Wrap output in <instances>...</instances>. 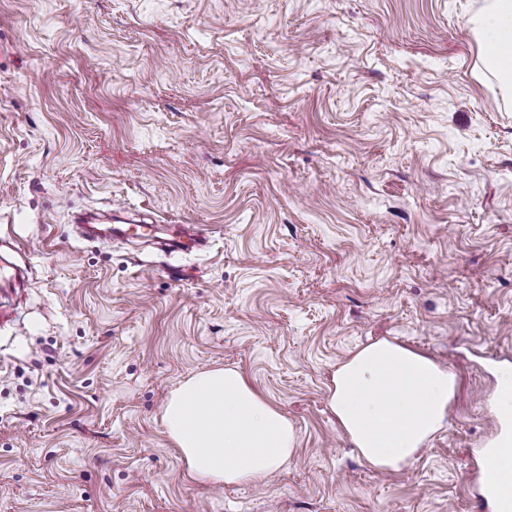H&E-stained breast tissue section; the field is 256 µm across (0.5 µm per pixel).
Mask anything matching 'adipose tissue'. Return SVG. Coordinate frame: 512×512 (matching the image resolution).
I'll list each match as a JSON object with an SVG mask.
<instances>
[{"label":"adipose tissue","mask_w":512,"mask_h":512,"mask_svg":"<svg viewBox=\"0 0 512 512\" xmlns=\"http://www.w3.org/2000/svg\"><path fill=\"white\" fill-rule=\"evenodd\" d=\"M465 27L479 46V76L512 101V0H478ZM457 381L433 359L380 339L336 368L328 406L339 430L372 469L402 472L448 424ZM191 478L211 485L262 481L296 452L287 415L234 368L189 377L162 410Z\"/></svg>","instance_id":"ef3b65f1"}]
</instances>
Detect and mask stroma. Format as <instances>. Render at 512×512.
Returning <instances> with one entry per match:
<instances>
[{
    "mask_svg": "<svg viewBox=\"0 0 512 512\" xmlns=\"http://www.w3.org/2000/svg\"><path fill=\"white\" fill-rule=\"evenodd\" d=\"M471 0H0V512H484L512 370V106ZM141 210L207 248L88 240ZM387 338L457 380L448 425L371 470L331 377ZM233 367L298 447L190 480L162 407Z\"/></svg>",
    "mask_w": 512,
    "mask_h": 512,
    "instance_id": "35a3bbf8",
    "label": "stroma"
}]
</instances>
